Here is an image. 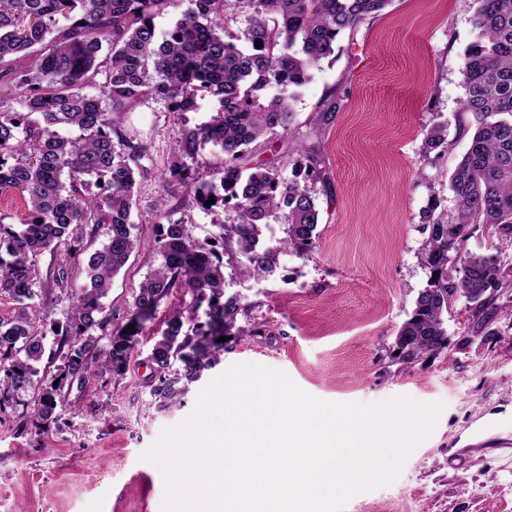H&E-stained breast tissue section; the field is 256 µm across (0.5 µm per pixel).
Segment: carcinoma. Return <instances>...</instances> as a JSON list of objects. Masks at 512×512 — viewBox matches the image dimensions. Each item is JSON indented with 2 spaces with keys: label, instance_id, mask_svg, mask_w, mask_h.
Here are the masks:
<instances>
[{
  "label": "carcinoma",
  "instance_id": "cac0c4a2",
  "mask_svg": "<svg viewBox=\"0 0 512 512\" xmlns=\"http://www.w3.org/2000/svg\"><path fill=\"white\" fill-rule=\"evenodd\" d=\"M390 2L0 0V193L26 203L21 223L0 216V299L19 305L12 320H0V406L31 383L44 353L27 301L37 296L46 252L60 255L51 273L56 286H68L75 272L88 284L73 294L68 322L54 332L60 364L33 414L50 417L63 385L84 381L95 365L123 375L141 329L175 288L191 296L192 310L207 307V321L186 330L185 310L169 311L150 355L159 373L152 396L174 401L218 362L224 342L217 338L244 332L238 320L247 315L240 297L225 293L224 269L255 279L274 271L279 248L260 244L272 219L295 251H312L318 238L320 210L307 184L314 153L305 166L295 162L300 171L291 179L262 163L245 175L240 162L258 140L291 126L292 103L312 72L342 35ZM230 6L245 18L241 38L224 28ZM170 8L179 16L160 33L155 18ZM471 26L456 115L468 149L449 177L452 207L432 195L420 211L418 260L427 281L397 332L406 337L395 344L404 363L448 347L446 316L459 300L487 318L504 282L501 245L512 243V0H473ZM205 94L218 107L208 122L184 125L173 138L166 195L152 214L163 261L141 282L126 322H115L101 299L137 246L135 186L149 159L146 146L126 137L123 118L150 97L182 118ZM208 144L221 150L213 162L202 154ZM446 147L447 129L437 123L424 135L423 160ZM178 190L214 215L212 239L201 241L186 222L170 219L182 205L170 204ZM211 196L215 203L205 205ZM478 226L490 246L471 251ZM96 236L105 243L91 253Z\"/></svg>",
  "mask_w": 512,
  "mask_h": 512
}]
</instances>
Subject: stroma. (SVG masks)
<instances>
[{
	"mask_svg": "<svg viewBox=\"0 0 512 512\" xmlns=\"http://www.w3.org/2000/svg\"><path fill=\"white\" fill-rule=\"evenodd\" d=\"M472 12L471 0H392L313 71L290 130L254 146L247 165L268 162L287 177L297 146L317 151L320 176L310 182L321 210L316 246L306 254L282 249L265 280L231 278L230 290L249 308L239 320L246 332L225 342L219 363L176 403L152 396L149 355L169 309L190 307V296L176 292L161 303L124 375L92 370L84 387L63 389L45 420L30 407L56 371L52 330L72 302L59 288L32 300L45 352L33 385L0 408V512H162L165 480L143 453L190 415L214 378L241 363L283 371L328 401L443 403L396 480L356 494L345 512H512V276L488 324L461 300L448 315L446 349L408 364L392 353L426 282L419 212L433 194L451 205L448 176L467 149L452 133L436 162L419 152L433 124H455ZM330 107V122H318ZM208 115L204 107L181 121L164 100L150 98L124 117L126 136L146 145L151 159L136 185L144 217L133 230L137 247L102 300L113 318L125 316L162 260L146 218L161 195L170 143L181 124Z\"/></svg>",
	"mask_w": 512,
	"mask_h": 512,
	"instance_id": "35a3bbf8",
	"label": "stroma"
}]
</instances>
